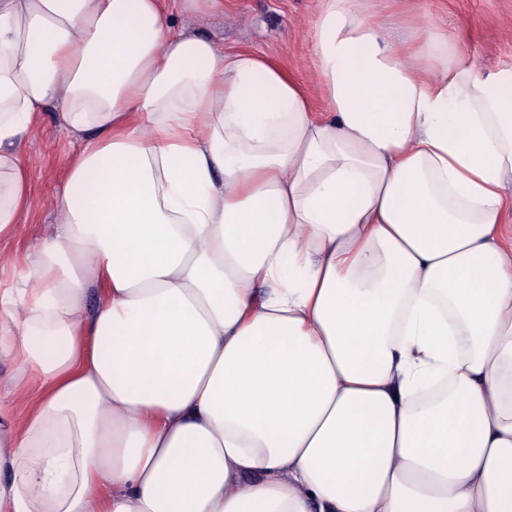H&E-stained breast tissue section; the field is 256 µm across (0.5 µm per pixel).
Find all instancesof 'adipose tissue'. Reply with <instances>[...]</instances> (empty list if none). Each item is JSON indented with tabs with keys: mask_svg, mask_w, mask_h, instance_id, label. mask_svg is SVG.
<instances>
[{
	"mask_svg": "<svg viewBox=\"0 0 512 512\" xmlns=\"http://www.w3.org/2000/svg\"><path fill=\"white\" fill-rule=\"evenodd\" d=\"M322 0L325 98L164 0H0V512H512V68ZM96 307H88L89 291ZM60 105H52L41 125L23 147L24 159L31 168L33 199L29 213L18 224L16 235L0 241V255H21L32 250L54 233L57 224L53 205L55 186L67 172L70 163L71 138L59 130Z\"/></svg>",
	"mask_w": 512,
	"mask_h": 512,
	"instance_id": "ef3b65f1",
	"label": "adipose tissue"
}]
</instances>
